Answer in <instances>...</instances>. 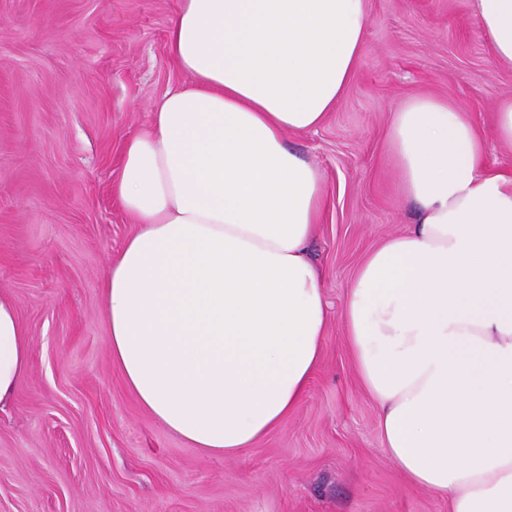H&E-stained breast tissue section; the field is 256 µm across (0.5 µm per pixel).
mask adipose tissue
I'll use <instances>...</instances> for the list:
<instances>
[{"instance_id":"obj_1","label":"adipose tissue","mask_w":512,"mask_h":512,"mask_svg":"<svg viewBox=\"0 0 512 512\" xmlns=\"http://www.w3.org/2000/svg\"><path fill=\"white\" fill-rule=\"evenodd\" d=\"M512 64V0H475ZM367 0H179L172 59L191 81L130 137L112 192L137 229L103 283L112 360L169 431L233 456L306 396L330 320L307 247L325 186L286 141L350 82ZM389 143L419 208L357 269L342 310L383 448L448 512H512V178L448 98L409 99ZM31 338L0 291V404Z\"/></svg>"}]
</instances>
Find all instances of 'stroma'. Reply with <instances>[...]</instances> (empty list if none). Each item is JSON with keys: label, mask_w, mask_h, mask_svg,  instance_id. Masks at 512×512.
<instances>
[{"label": "stroma", "mask_w": 512, "mask_h": 512, "mask_svg": "<svg viewBox=\"0 0 512 512\" xmlns=\"http://www.w3.org/2000/svg\"><path fill=\"white\" fill-rule=\"evenodd\" d=\"M356 72L289 146L321 173L309 244L331 311L307 394L233 457L155 421L112 362L102 284L136 229L114 199L125 141L190 77L167 32L178 0H0V290L31 336L30 370L0 406V512H448L383 448L341 316L367 254L413 223L389 140L392 112L452 99L512 176L493 116L512 65L491 52L474 0H367Z\"/></svg>", "instance_id": "obj_1"}]
</instances>
